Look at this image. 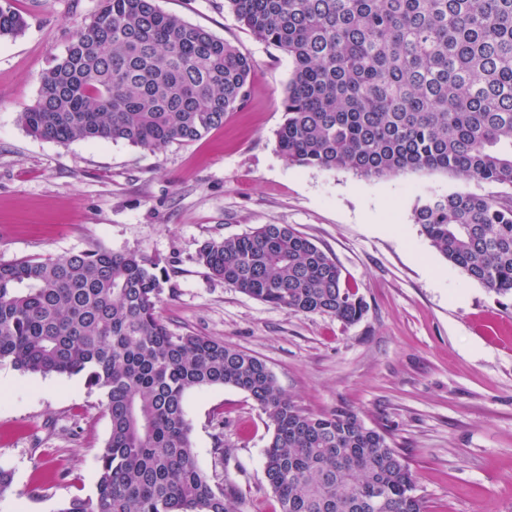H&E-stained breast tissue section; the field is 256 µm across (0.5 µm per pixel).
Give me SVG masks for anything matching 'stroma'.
<instances>
[{
	"label": "stroma",
	"instance_id": "stroma-1",
	"mask_svg": "<svg viewBox=\"0 0 512 512\" xmlns=\"http://www.w3.org/2000/svg\"><path fill=\"white\" fill-rule=\"evenodd\" d=\"M231 42L254 64L250 97L202 140L149 151L31 136L18 115L100 0H15L28 22L0 38V263L87 250L137 251L165 267L161 316L266 363L309 413L359 412L390 433L427 512H512V301L447 262L413 221L420 197L492 185L441 172L364 178L291 164L278 150L293 62L256 39L224 0H155ZM287 224L331 254L367 304L344 323L293 315L211 276L208 239ZM80 378L0 364V512H56L96 493L110 421ZM197 461L238 512H276L264 474L267 419L244 391L185 399Z\"/></svg>",
	"mask_w": 512,
	"mask_h": 512
}]
</instances>
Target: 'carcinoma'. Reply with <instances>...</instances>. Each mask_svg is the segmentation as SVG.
I'll return each mask as SVG.
<instances>
[{"label": "carcinoma", "mask_w": 512, "mask_h": 512, "mask_svg": "<svg viewBox=\"0 0 512 512\" xmlns=\"http://www.w3.org/2000/svg\"><path fill=\"white\" fill-rule=\"evenodd\" d=\"M293 61L277 132L301 167L365 178L439 171L501 187L431 194L414 223L449 263L512 298V0H225ZM26 28L0 0V37ZM252 61L154 0H101L40 77L19 122L36 138L194 142L243 109ZM197 261L289 314L359 321L366 303L336 259L285 224L209 239ZM165 268L95 249L0 263V363L78 376L104 392L110 433L97 492L56 512H237L200 469L190 392L231 386L266 415L264 474L279 512H426L410 465L358 412L300 409L259 358L159 314Z\"/></svg>", "instance_id": "1"}]
</instances>
